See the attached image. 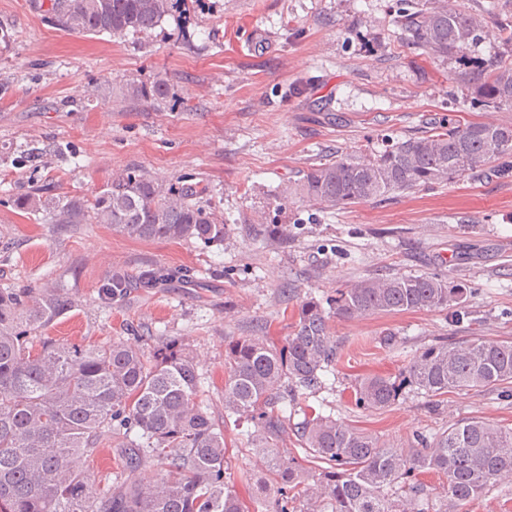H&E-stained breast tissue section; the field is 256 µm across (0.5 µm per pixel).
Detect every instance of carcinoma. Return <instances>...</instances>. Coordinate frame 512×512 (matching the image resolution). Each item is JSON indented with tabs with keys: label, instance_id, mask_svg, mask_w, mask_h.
I'll use <instances>...</instances> for the list:
<instances>
[{
	"label": "carcinoma",
	"instance_id": "cac0c4a2",
	"mask_svg": "<svg viewBox=\"0 0 512 512\" xmlns=\"http://www.w3.org/2000/svg\"><path fill=\"white\" fill-rule=\"evenodd\" d=\"M173 0H49L45 16L81 36L149 34L170 14ZM395 23L406 45L435 58L469 63L468 50L490 33L512 43V15L465 12L444 0H397ZM170 84L157 77L132 81L124 95L163 104ZM472 105L512 104V61L481 66L471 84ZM497 163L512 170V125L450 118L419 135L388 139L377 154L335 155L299 172L283 190L325 209L384 202L397 193L430 189ZM198 184L165 185L129 168L91 199L58 195L46 186L14 200L60 227L106 224L142 241L191 240L222 245L224 218L203 203ZM174 276L151 268L137 281L153 288ZM130 278L109 277L114 298ZM466 285L440 274L359 279L322 303L298 305L294 330L276 347L258 328L225 351L224 413L254 424L248 441L276 476V512H458L512 474V429L478 417L460 420L433 437L414 435L419 448H393L378 438L308 407L288 426L278 404L313 391L338 359L329 314L355 319L405 311L458 308ZM68 288H0V512H250L224 480V429L198 401L197 363L186 344L170 339L146 350L112 342L83 348L34 338L78 306ZM407 382L429 397L451 390L512 387V340L431 344L407 366ZM401 385L379 374L357 378L355 406L383 411ZM293 434L308 457L303 467L278 444ZM109 442L121 449V479L96 492L85 462ZM175 455L168 454L169 449ZM167 460L165 474L143 484L135 472L148 459ZM446 479L441 494L422 479Z\"/></svg>",
	"mask_w": 512,
	"mask_h": 512
}]
</instances>
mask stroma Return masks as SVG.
I'll return each mask as SVG.
<instances>
[{"instance_id": "35a3bbf8", "label": "stroma", "mask_w": 512, "mask_h": 512, "mask_svg": "<svg viewBox=\"0 0 512 512\" xmlns=\"http://www.w3.org/2000/svg\"><path fill=\"white\" fill-rule=\"evenodd\" d=\"M396 0H181L146 36L78 37L47 21L39 0H0V288L61 285L81 306L46 334L94 344L179 339L201 377L199 396L224 426L228 483L256 512H274L259 482L265 460L244 435L252 425L226 416L224 351L266 324L276 343L292 334L297 307L379 273L438 272L466 284L460 316L439 311L330 318L340 358L315 393L283 405L289 424L307 407L408 446L460 420L481 417L512 428V397L489 389L449 392L438 410L403 386L383 411L357 408L358 375L403 377L412 356L440 340H512V173L485 169L434 190L385 203L322 209L275 197L299 171L327 155H368L385 139L424 131L430 120L512 124V107L475 109L457 59L404 45ZM167 79L161 106L123 99L126 82ZM33 161L16 164L29 148ZM138 168L170 184L207 188L223 214V245L142 241L104 224L58 231L18 210L17 194L50 184L90 197L108 179ZM278 220L288 242L260 232ZM156 266L196 280L102 296L106 275ZM395 345H385L386 337ZM251 482L241 481V473Z\"/></svg>"}]
</instances>
